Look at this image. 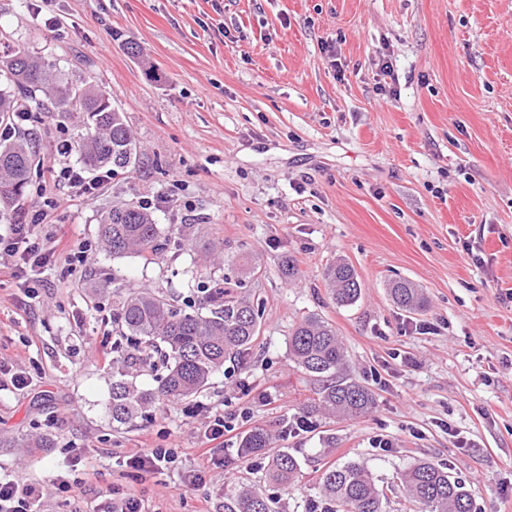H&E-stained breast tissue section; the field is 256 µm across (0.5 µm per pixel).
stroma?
Listing matches in <instances>:
<instances>
[{"label":"stroma","instance_id":"stroma-1","mask_svg":"<svg viewBox=\"0 0 512 512\" xmlns=\"http://www.w3.org/2000/svg\"><path fill=\"white\" fill-rule=\"evenodd\" d=\"M1 46L96 83L140 160L86 202L51 176L78 165L57 151L73 132L42 112L24 124L40 163L13 215L52 198L41 236L88 251L42 268L32 300L0 272V361L32 379L20 392L0 375V475H65L70 491L48 493L43 512H91L109 490L141 494L151 512H197L205 497L224 512L225 472L267 489L266 456L238 452L264 428L271 452L301 466L275 512H313L323 467L348 461L374 475L384 512H408L399 477L420 460L463 479L476 512H512V0H0ZM147 200L175 241L149 260L106 255L102 216ZM285 258L296 278L282 276ZM339 260L362 286L350 306L327 292ZM211 278L258 303L253 345L198 398L113 427L101 351L120 341V295L199 302ZM399 279L422 289L425 311L393 304ZM312 313L344 344L340 377L375 405L297 434L323 381L296 365L288 336ZM201 403L234 418L209 458ZM377 435L390 448L373 447ZM153 447L175 461L134 476L128 455ZM193 471L203 486L185 485Z\"/></svg>","mask_w":512,"mask_h":512}]
</instances>
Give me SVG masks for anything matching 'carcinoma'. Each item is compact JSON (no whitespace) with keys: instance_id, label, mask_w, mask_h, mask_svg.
<instances>
[{"instance_id":"cac0c4a2","label":"carcinoma","mask_w":512,"mask_h":512,"mask_svg":"<svg viewBox=\"0 0 512 512\" xmlns=\"http://www.w3.org/2000/svg\"><path fill=\"white\" fill-rule=\"evenodd\" d=\"M73 82L55 63L21 49L0 54V120L11 113L31 111L30 103L43 96L51 105V117L62 129L74 120L90 129L77 141L85 167H135L140 149L123 115L92 82L81 83V99H73ZM36 159L29 134L0 138V217L23 198ZM106 252L114 258L137 254L145 259L165 249L162 232L151 212L128 205L116 207L99 224ZM330 293L336 303L357 301L361 285L354 270L336 263L327 269ZM395 305L406 310L424 306L420 290L400 279L389 288ZM206 313L182 309L149 288H135L122 297L115 318L126 339L124 357L112 361L110 412L112 423L123 426L163 402L187 400L204 391L224 362L243 354L258 334L259 313L254 303L237 298L217 284L208 292ZM288 351L305 372L317 377L336 376L344 361V349L336 330L321 317H305L288 336ZM155 370V385L137 383L140 369ZM373 404L370 392L360 384L337 380L325 384L317 401L304 409L309 418L320 411L330 415L358 416ZM263 429L246 434L239 446L244 457L269 447ZM300 472L297 458L288 452L269 457L266 479L286 486ZM409 503L417 512H474L469 491L432 462H418L401 475ZM320 487L329 508L325 512H383L384 493L369 470L356 462L330 465L320 475ZM272 500L250 488L224 491V512H272Z\"/></svg>"}]
</instances>
